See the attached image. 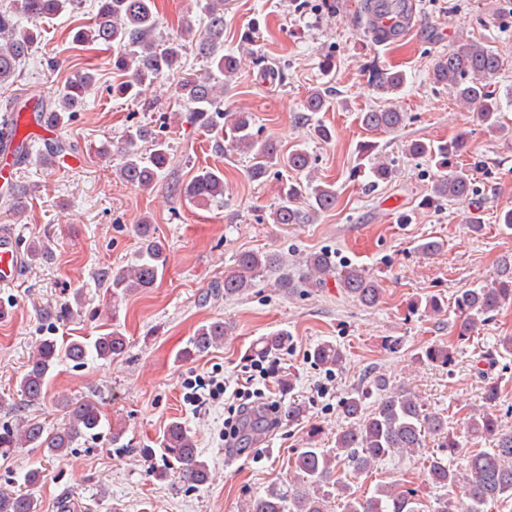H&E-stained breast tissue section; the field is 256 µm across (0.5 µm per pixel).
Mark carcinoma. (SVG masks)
<instances>
[{
  "label": "carcinoma",
  "instance_id": "carcinoma-1",
  "mask_svg": "<svg viewBox=\"0 0 512 512\" xmlns=\"http://www.w3.org/2000/svg\"><path fill=\"white\" fill-rule=\"evenodd\" d=\"M224 2L207 0L205 34L189 40L192 26H183L168 46L158 49L151 36L159 25L155 0H98L93 22L81 26L73 35V41L83 45L105 44L116 49L113 70L124 80L113 86L122 95L139 97L142 88L153 83L159 76L170 72L179 64L182 56L190 51L200 57L208 75L181 84L180 92L192 104L193 117L214 133L215 149L219 152L238 151L253 155L255 163L249 174L252 179L264 177L273 166H286L295 171L310 168L309 155L302 149L288 154L279 151L273 140H260L252 132L253 115L250 112H225L221 110L224 92L240 67V61L232 54L224 53ZM74 0H10V6L0 10V83L15 77L22 58L29 54L42 37L39 21L59 15L70 8ZM410 8L408 0H383L381 9L390 18H398ZM30 25L24 26L21 20ZM499 53L484 42H469L438 56L432 71V80L446 85L455 101L472 112L479 113L483 122L498 127L502 112V97L497 87L490 83L502 69ZM224 76V81L214 74ZM372 81L376 90L387 97L388 106L360 113L361 124L368 130L393 133L405 122L396 100L407 83L406 73L375 71ZM94 82V76L84 73L71 81L57 103L36 104L37 111L50 112L54 123L62 125L65 119L83 104L86 92ZM149 141L152 151L145 155L138 149V142ZM460 144L435 145L431 142L412 141L408 152L416 157L428 158L444 168L448 165V153L459 150ZM119 162L115 170L125 183L147 190L155 183L158 172L168 161V149L159 134L138 126L127 131L123 144L118 147ZM183 196L194 202H209L224 196V172L218 168L202 167L180 189ZM474 186L467 171L460 169L439 174L431 185L430 202L441 203L466 199L473 195ZM308 200L316 210H328L336 204V191L328 182L313 179L307 184L279 187V203L272 213L274 224H298L302 210L299 203ZM140 250L138 259L114 273L106 272V282L112 288L113 302L120 301L128 293L151 288L158 274L167 264L164 248L154 237V227L138 225ZM307 273L304 283L322 287L329 276L337 274L336 287L347 296L366 307L376 305L382 295L378 281L354 266H344L335 272L336 261L332 253L320 251L306 257ZM285 257L276 252L247 251L235 259V269L224 276V297L238 296L252 287L255 280L269 272L285 268ZM512 298V260L505 258L497 277L489 286L468 288L457 295L456 310L463 317L460 335L476 322L486 321L503 302ZM228 334V326L216 320L199 326L179 353V359L187 361L201 356L218 346ZM261 354H271L284 345V333L264 336L259 341ZM127 348L126 337L114 330L93 340L74 339L58 343L54 338L39 342L27 369L17 380V394L25 402L44 399L50 374L67 359L77 364L92 355L105 361H114ZM311 357L315 364L326 368H340L344 355L330 342L318 344ZM422 358L432 364L449 365L453 352L447 345L427 347ZM374 388L383 393L378 406L369 414L363 413V395L353 393L342 402V414L347 424L336 432V451L310 446L302 448L294 456L295 479L285 489L272 488L267 493L250 498L241 505V512H328L329 500L344 498L343 512H420L414 492L403 490L396 484H380L370 497L351 493V486L341 475V468L348 467L355 474L367 473L374 466L396 454H412L422 446L426 435H441L448 457L429 461L428 475L437 488L457 487L461 496L455 500L446 498L439 503L436 512H485L487 503L504 495L512 497V429L501 425L498 419L484 410L469 416L466 437L484 439L493 447L468 451L456 436L446 432L448 424L437 413H429L414 395L389 390L386 378L373 379ZM67 420L64 426L48 431L39 422L19 418L13 426L0 429V449L19 452L24 448H43L47 457L61 459L82 438L97 435L102 426V412L91 401L64 404ZM162 466L156 470L160 478L172 477L181 483L195 487L210 479V468L196 446L190 430L179 421L171 422L161 441ZM463 456L465 465L457 467L453 460ZM44 471L38 467L28 469L23 476L25 490L0 491V512H40V501L35 489L43 482Z\"/></svg>",
  "mask_w": 512,
  "mask_h": 512
}]
</instances>
